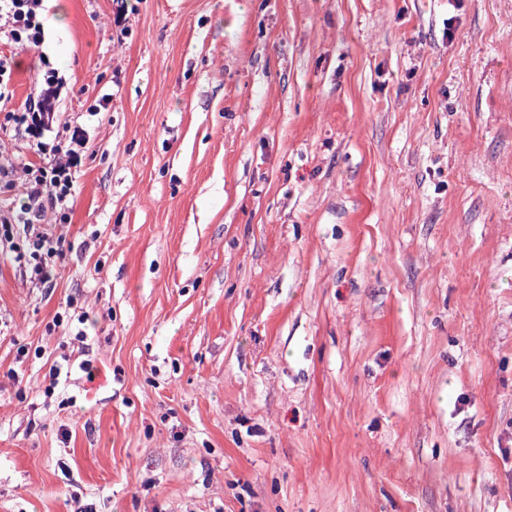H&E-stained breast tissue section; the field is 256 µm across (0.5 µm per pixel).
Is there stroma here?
I'll return each mask as SVG.
<instances>
[{
  "mask_svg": "<svg viewBox=\"0 0 512 512\" xmlns=\"http://www.w3.org/2000/svg\"><path fill=\"white\" fill-rule=\"evenodd\" d=\"M114 9L44 14L89 141L54 287L0 254V512H512V0ZM113 2L116 3L113 17V25L115 28L113 33V40L116 38L117 42H121L129 32V16L130 14L134 13L135 6L131 5L129 10L127 0H115Z\"/></svg>",
  "mask_w": 512,
  "mask_h": 512,
  "instance_id": "stroma-1",
  "label": "stroma"
}]
</instances>
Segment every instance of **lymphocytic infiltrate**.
<instances>
[{"mask_svg":"<svg viewBox=\"0 0 512 512\" xmlns=\"http://www.w3.org/2000/svg\"><path fill=\"white\" fill-rule=\"evenodd\" d=\"M45 0H0V137L24 142L30 160L0 148V189L23 186L20 207L0 211V242L23 234L26 248L16 259L28 268L33 282L52 287L63 255L64 240L44 223L46 214L68 220L76 202L77 177L87 150V132L78 124H59L56 103L62 80L49 57H41L39 89L21 104H14L11 87L15 67L4 47L41 49L45 42Z\"/></svg>","mask_w":512,"mask_h":512,"instance_id":"1","label":"lymphocytic infiltrate"}]
</instances>
